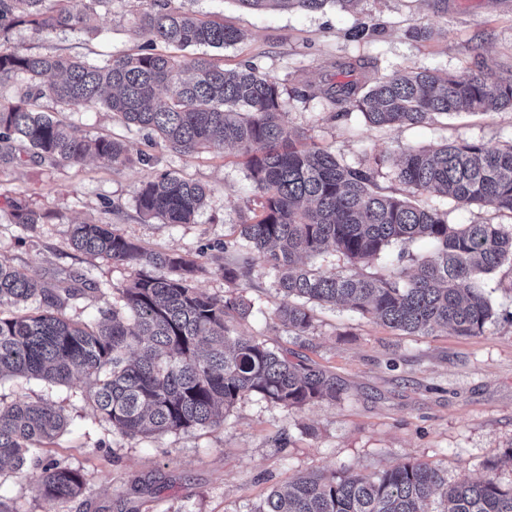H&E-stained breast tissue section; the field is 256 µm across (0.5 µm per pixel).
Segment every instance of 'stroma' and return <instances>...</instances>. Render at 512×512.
Wrapping results in <instances>:
<instances>
[{
  "instance_id": "1",
  "label": "stroma",
  "mask_w": 512,
  "mask_h": 512,
  "mask_svg": "<svg viewBox=\"0 0 512 512\" xmlns=\"http://www.w3.org/2000/svg\"><path fill=\"white\" fill-rule=\"evenodd\" d=\"M152 6L153 0H113L110 11L100 12L95 32L20 26L10 41L27 52L57 50L91 62L137 54L144 41L134 33L135 19ZM169 6L242 29L243 41L211 50L214 62L227 69L252 63L286 87L306 88V96L285 97V121L300 143L347 162L403 147L512 141L511 110L463 112L424 125L378 129L357 112L337 117L324 96L339 57L376 59L377 72L365 74L369 80L408 68L512 78V0H448L444 16L434 13L427 0H362L354 13L329 6L256 14L235 0H169ZM360 20L377 24L373 38H350ZM417 27L427 28L429 38H414ZM61 118L80 134L123 140L152 162L114 168L95 159L73 165L26 157L0 166V252L37 279L78 272L121 288L134 278L135 268L81 254L69 243L72 225L113 224L147 252L201 254L204 271L197 288L218 297L228 294L232 286L217 270L223 258L219 246L234 241L254 199L244 157L233 149L181 154L147 132L126 128L98 106ZM163 171L208 187V199L192 223L165 224L139 214L140 186ZM17 199L40 214L39 224L26 229L12 222ZM420 201L447 211L456 224L512 227V214L506 212L461 207L432 195ZM483 289L496 318L481 336L409 335L345 307L327 306L315 308L312 330L295 338L274 318L281 297L272 273L256 269L245 290L252 311L237 322V330L333 374L344 393L336 403L292 412L248 397L219 429L127 437L94 410L84 379L65 385L29 377L0 379L1 403L44 399L62 410L67 427L40 454L81 470L86 479L82 496L49 509L35 493L39 470L30 467L21 476L7 466L0 469V497L20 512H253L271 489L286 487L302 474L346 465L372 474L427 462L454 483L464 476L482 477L485 464L496 460L500 483L510 487L512 465L502 457L512 448V268L488 275Z\"/></svg>"
}]
</instances>
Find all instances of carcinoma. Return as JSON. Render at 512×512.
Wrapping results in <instances>:
<instances>
[{"label":"carcinoma","mask_w":512,"mask_h":512,"mask_svg":"<svg viewBox=\"0 0 512 512\" xmlns=\"http://www.w3.org/2000/svg\"><path fill=\"white\" fill-rule=\"evenodd\" d=\"M46 2L0 0V83L25 80L23 98L0 105V165L15 163L27 150L53 164L88 157L115 167L131 163L125 143L79 135L27 107L41 98L62 109L101 104L179 153L233 147L245 158L255 207L238 225V241L224 245V280L239 286L257 267L272 271L282 294L274 315L286 332L308 335L314 304H342L407 334L445 328L481 336L495 320L481 283L502 266L512 267V229L451 224L448 212L418 203L416 195L512 213V143L404 148L391 159L353 165L318 147L297 146L283 121L285 86L256 66L226 70L204 54L186 60L154 52L156 42L220 49L242 38L237 28L155 0L152 11L137 17L146 38L137 55L90 63L10 45L17 26L89 29L98 12L112 6V0H55L52 7ZM236 2L255 12L327 5L348 12L359 0ZM374 67L362 57L336 61V75L345 80L324 95L339 108L337 116L357 111L372 126L392 127L458 112L512 109V79L427 68L371 83L358 78ZM388 161L403 186L399 193H384L378 185ZM207 196L204 185L165 172L140 187L137 209L146 219L189 224ZM12 218L24 227L39 221L23 200L14 202ZM419 241L429 242L434 255L414 256L410 267L393 263L386 274L354 270L389 256L395 246L400 260ZM70 244L85 255L137 266V275L119 289L117 304L84 274L38 280L0 254V378L24 375L63 384L80 374L95 411L125 436L219 428L225 412L250 396L287 411L341 399L336 377L239 335L233 321L250 315L251 302L240 293L219 298L196 288L202 270L197 259L148 253L112 224H74ZM328 249L352 269L336 273L308 263ZM90 294L99 301L93 321L80 324L62 316ZM30 302L37 304L33 311L27 309ZM66 426L60 408L48 400L0 405V467L9 462L20 471L32 462L41 470L37 496L48 506L80 497L86 485L81 471L37 455ZM498 468L499 462H489L481 479L464 476L451 486L439 468L422 462L373 474L351 467L314 473L295 478L285 491L271 490L254 512H434L433 496L442 487V512H512V487L498 482Z\"/></svg>","instance_id":"1"}]
</instances>
